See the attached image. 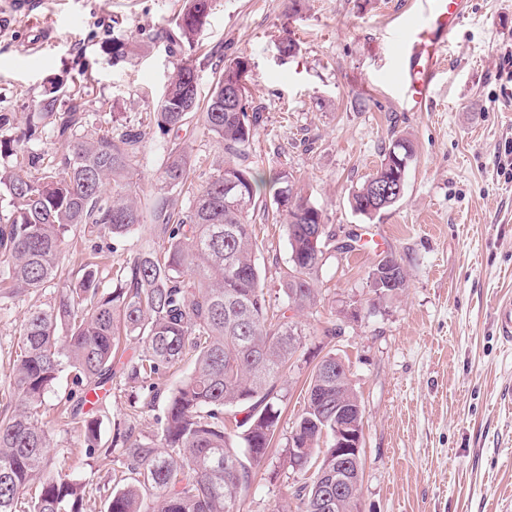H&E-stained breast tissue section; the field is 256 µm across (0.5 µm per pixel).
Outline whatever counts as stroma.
I'll return each mask as SVG.
<instances>
[{"instance_id": "1", "label": "stroma", "mask_w": 512, "mask_h": 512, "mask_svg": "<svg viewBox=\"0 0 512 512\" xmlns=\"http://www.w3.org/2000/svg\"><path fill=\"white\" fill-rule=\"evenodd\" d=\"M184 0H35L31 15L0 26V113L18 121L52 86L84 88L103 128L121 132L145 119L177 67L197 71L207 100L227 59L247 56L249 98L262 118L244 166L264 177L288 171L337 237L363 239L349 254L328 251L315 282L320 302L300 322L303 346L281 383L274 447L257 468L237 512H298L301 475L278 457L301 410L305 381L323 357L342 359L364 413L361 512H512V344L500 334L499 301L512 298V0H470L453 35L429 112H401L395 50L408 0H214L195 48L175 26ZM285 37L299 44L280 57ZM130 51L115 59L106 43ZM415 154L402 199L368 218L351 193L397 138ZM189 146L197 182L212 173L220 146L189 125L143 148L141 201L150 205L170 142ZM263 186L249 215L268 299L282 300L279 272L290 256ZM153 235L148 224L118 239L74 230L62 262L71 276L102 261L118 267ZM402 264L403 291L376 300L371 272L384 255ZM49 282L33 292L0 288V403L11 400L13 365L31 308L53 301ZM338 334L324 335L325 326ZM134 388L113 379L92 405L100 446L132 421L151 436L164 402L132 411ZM79 394L62 372L40 409L48 454L86 485L83 512H104L111 469L88 457L81 431L59 417Z\"/></svg>"}]
</instances>
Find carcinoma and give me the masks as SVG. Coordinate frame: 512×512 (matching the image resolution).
Masks as SVG:
<instances>
[{"mask_svg":"<svg viewBox=\"0 0 512 512\" xmlns=\"http://www.w3.org/2000/svg\"><path fill=\"white\" fill-rule=\"evenodd\" d=\"M212 4L185 0L177 27L188 46ZM247 64L245 56L227 60L203 104L197 91L187 89L193 68H178L153 107V119L116 135L86 134L98 113L88 111L81 91L59 85L40 100L25 127L0 115V159L17 157L14 165L0 167V189L9 198L0 215V288L20 294L56 279L62 246L74 228L117 239L139 224L153 226L151 242L115 270L114 287H102L103 270L89 262L77 281L63 285L53 303L35 308L25 321L14 364V402L0 410V512H82L86 485L53 472L40 419L45 397L65 369L82 401L116 376L141 391L145 407L162 396L166 400L153 437L139 436L129 423L115 428L107 448L95 444L97 417L65 410L64 418L89 442L87 455L122 469L119 488L105 500L106 512H234L254 469L267 459L281 416L278 384L305 336L297 317L319 302L315 278L325 252L312 250L308 229L322 226L324 241L335 235L321 211L308 208L290 173L266 181L236 162L260 115L249 109L248 92L227 101L224 90ZM62 95L68 106L60 110ZM193 119L224 147L215 173L196 183L187 147L173 144L156 179L160 197L144 213L142 187L133 180L144 144L154 130L178 131ZM46 126L61 146L48 161L27 150ZM409 152L415 153L411 140L392 142L375 172L352 193L353 211L372 217L396 204L391 197L373 199L370 186L392 174L391 155L403 159ZM33 169L41 176H32ZM228 182L238 184L232 205L224 197ZM266 183L275 187L276 215L285 220L291 249L280 271L284 300L278 304L266 299L248 222ZM384 259L373 272L388 271L406 287L402 264L392 255ZM185 360L192 361L191 372L174 388H163L162 377ZM306 392L325 403L303 398L293 429H302L301 447L315 449L334 470L330 442L320 448L316 427L306 423L320 419L338 398L354 406L359 397L349 380L317 371ZM236 437L251 457L241 455ZM304 489L296 490L299 512H352L345 497L319 509Z\"/></svg>","mask_w":512,"mask_h":512,"instance_id":"cac0c4a2","label":"carcinoma"}]
</instances>
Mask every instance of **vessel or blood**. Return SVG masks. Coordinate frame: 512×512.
Listing matches in <instances>:
<instances>
[{"label":"vessel or blood","mask_w":512,"mask_h":512,"mask_svg":"<svg viewBox=\"0 0 512 512\" xmlns=\"http://www.w3.org/2000/svg\"><path fill=\"white\" fill-rule=\"evenodd\" d=\"M469 0H413L402 24L396 105L402 112H427L432 89L447 57L448 40L463 23Z\"/></svg>","instance_id":"vessel-or-blood-1"}]
</instances>
